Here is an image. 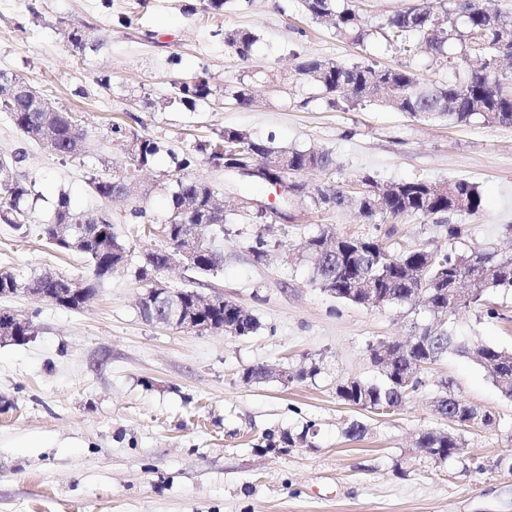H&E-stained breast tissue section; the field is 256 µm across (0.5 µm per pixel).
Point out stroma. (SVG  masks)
Masks as SVG:
<instances>
[{
    "label": "stroma",
    "instance_id": "obj_1",
    "mask_svg": "<svg viewBox=\"0 0 512 512\" xmlns=\"http://www.w3.org/2000/svg\"><path fill=\"white\" fill-rule=\"evenodd\" d=\"M196 4L0 0V71L23 76L87 132L83 161L65 162L0 113V154L24 151L20 172L38 197L34 220L38 227L48 222L62 190L81 212L109 210L130 252L127 266L107 277L83 309L23 294L0 297V308L34 327L26 342L0 343V512H512V400L483 368L454 354L431 365L424 386L393 412L338 400L340 381L379 380L371 344L408 338L433 317L421 306L337 300L314 282L304 249L328 230L379 237L396 254H512V126L420 120L378 104L346 112L317 101L300 105L280 84L285 78L294 90L302 85L294 49L304 57L407 65L424 84L455 72L424 52L410 58L381 40L360 46L337 37L308 21L300 0H229L210 14ZM64 22L88 33L89 49L71 52L60 34ZM228 26L258 34L249 61L225 47L218 32ZM202 66L217 87L249 70L266 77L254 84L247 109L220 96L194 111L177 102L162 112L139 105L140 94H168L174 75ZM105 76L106 88L99 83ZM128 112L141 135L179 150L236 127L277 147L330 151L335 170L301 175L312 188L363 173L382 182L467 178L479 184L486 204L446 222L408 217L396 224L367 223L354 209L320 212L306 195L264 224L241 211L218 241L222 271L202 278L179 269L165 279L174 288L223 294L257 318L258 330L246 337L175 330L140 315L144 284L135 271L150 240L147 225L127 220L125 203L101 201L87 185L89 172L112 175L127 166L109 126ZM186 175L213 185L229 211L246 195L280 202L275 189L243 188L202 161ZM452 223L465 227L454 241ZM258 234L269 248L263 262L248 249ZM1 272L24 282L44 273L88 278L92 267L83 255L47 243L38 228L26 235L0 224ZM489 301L498 318L464 309L451 328L512 351V291H490ZM311 363L320 373L301 382L242 381L251 366L296 370ZM444 383L496 417L493 427L462 433L467 455L487 465L485 473L435 462L415 446L422 432L454 428L434 408ZM353 419L368 431L352 441L343 430ZM309 422L317 430L312 447L269 449Z\"/></svg>",
    "mask_w": 512,
    "mask_h": 512
}]
</instances>
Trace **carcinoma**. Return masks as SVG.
I'll return each mask as SVG.
<instances>
[{
    "label": "carcinoma",
    "mask_w": 512,
    "mask_h": 512,
    "mask_svg": "<svg viewBox=\"0 0 512 512\" xmlns=\"http://www.w3.org/2000/svg\"><path fill=\"white\" fill-rule=\"evenodd\" d=\"M306 17L334 30L339 37L363 44L377 33L398 52L409 57L426 46L433 60L465 72L461 81L448 82L432 88L420 86L413 71L406 68L381 67L371 63H348L320 58H304L295 65V71L318 92V99L331 110L348 111L368 103H382L389 108L423 119L446 118L453 124H469L478 120L484 124L512 125V92L508 90L512 73L501 68V61L512 60V14L503 11L498 0H419L418 3L389 15L376 27L369 24L355 10L340 5V0H302ZM224 45L246 62L253 53L259 36L252 31L226 27L220 31ZM248 80L224 88V95L242 108L253 105L254 97ZM175 96L171 98L147 97L143 106L153 111H164L179 102L190 110L196 109L217 94L205 73L199 72L173 82ZM0 112L5 113L13 125L26 138L42 141L51 138L54 154L62 159L75 160L85 153L86 143L76 138L71 129L68 113L32 112L22 99L0 98ZM135 119H117L110 126L116 141L130 143V165L136 169L152 166L161 152H166L180 172L197 160L222 161L249 151L261 155L279 154L288 157V170L300 174L309 170L321 172L335 168L332 154L324 150H297L276 148L253 139L246 131L226 127L224 130L197 143L194 149L182 153L168 149L156 140L138 133L130 124ZM23 161L20 153L0 155V169L11 177L0 175V222L20 230L30 228L32 190L18 173ZM131 174H93L89 185L93 193L110 201L124 196ZM354 180H373L380 194L357 201L347 198L342 186L326 184L317 188L312 200L320 210L342 209L348 205L358 207L371 224L378 221H399L408 216L428 218L436 215L475 214L484 206L480 186L467 179H457L441 187L426 178L415 177L399 182L383 183L371 175H357ZM168 203L160 224L171 241L184 234L187 225L203 224L214 235L224 234L229 223L226 211L208 210L216 189L205 182L188 180L180 176L169 178ZM105 231L101 242L83 239L85 219L71 205L68 194L58 195L50 221L41 228L42 236L60 251H79L93 263L97 278L114 271L127 262V250L112 231L110 215L99 217ZM336 238L324 231L306 241L305 247L313 261L315 281L324 288L334 289L336 298L351 304H361L365 297L360 285L382 290L384 305L424 302V307L440 318L436 327L419 331L422 342L413 350L403 347L398 340H383L370 346V360L381 371L382 381L365 382L346 380L336 385L339 400L361 409L380 413L401 407L422 386L418 377L407 378L406 370L416 363L438 361L450 350L462 353L485 369L502 395L512 398V353L482 341L457 343L448 332L446 319L461 308H485L490 318L498 316L496 309L487 306L486 293L494 289H512V255L496 256L486 251H474L460 256L447 251L413 250L403 254L392 253L375 237H343L340 246L325 249L327 241ZM197 273L210 275L222 266L223 254L213 245L200 239ZM165 262L162 247L147 245L141 253V264L160 267ZM46 288L55 296L54 304L78 308L77 302L65 303L61 295L70 287L65 278L50 280V275L35 276L25 283L8 273L0 274V289ZM235 329L233 335L248 336L259 324L249 313L241 311L227 301L204 315ZM317 365L295 372L279 373L266 366H252L244 370L242 379L256 383L276 376L303 381L318 375ZM436 410L448 420H467L473 407L458 401L442 386L436 398ZM316 434L309 423L298 434L281 436L288 448L312 447L311 436ZM416 447L427 449L426 457L438 463L459 462L468 467L464 440L450 432L422 433Z\"/></svg>",
    "instance_id": "obj_1"
}]
</instances>
